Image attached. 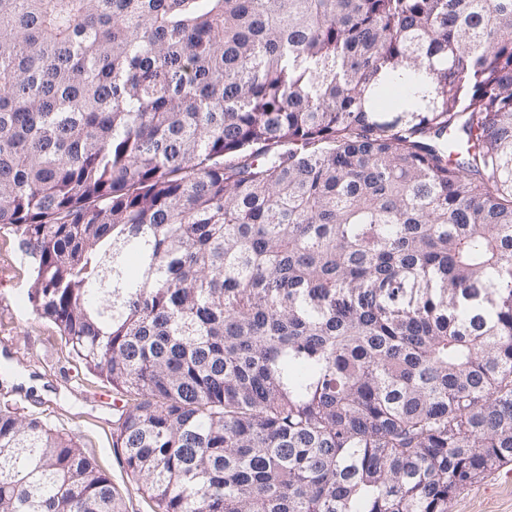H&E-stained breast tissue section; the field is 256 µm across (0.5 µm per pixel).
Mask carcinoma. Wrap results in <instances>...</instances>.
<instances>
[{"mask_svg": "<svg viewBox=\"0 0 512 512\" xmlns=\"http://www.w3.org/2000/svg\"><path fill=\"white\" fill-rule=\"evenodd\" d=\"M157 512H448L512 464V0H0V230ZM0 512H124L0 403Z\"/></svg>", "mask_w": 512, "mask_h": 512, "instance_id": "cac0c4a2", "label": "carcinoma"}]
</instances>
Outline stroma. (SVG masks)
Returning <instances> with one entry per match:
<instances>
[{
    "label": "stroma",
    "mask_w": 512,
    "mask_h": 512,
    "mask_svg": "<svg viewBox=\"0 0 512 512\" xmlns=\"http://www.w3.org/2000/svg\"><path fill=\"white\" fill-rule=\"evenodd\" d=\"M31 281V261L18 239L0 230V401L72 437L107 473L126 512H154L113 446L118 395L98 376L77 371L54 325L29 303ZM448 512H512V464L461 488Z\"/></svg>",
    "instance_id": "35a3bbf8"
}]
</instances>
